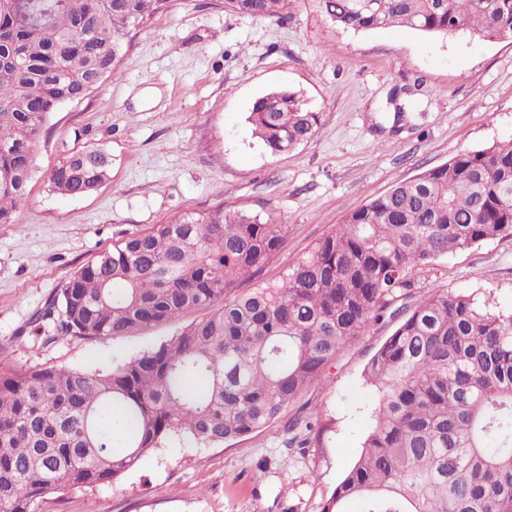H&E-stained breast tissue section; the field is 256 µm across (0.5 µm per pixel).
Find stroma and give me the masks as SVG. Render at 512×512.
Instances as JSON below:
<instances>
[{
  "label": "stroma",
  "mask_w": 512,
  "mask_h": 512,
  "mask_svg": "<svg viewBox=\"0 0 512 512\" xmlns=\"http://www.w3.org/2000/svg\"><path fill=\"white\" fill-rule=\"evenodd\" d=\"M280 86L318 112L320 128L274 156L248 116ZM508 139L511 40L354 33L322 0H290L277 21L227 12L224 0H170L112 77L47 121L19 220L0 224V361L105 369L202 319L193 311L94 340L33 335L30 320L56 289L124 233L218 206L271 216L288 227L264 273L275 279L395 182ZM95 146L112 156L109 180L83 197L52 192L47 170ZM415 278L421 296L445 290L511 313L512 237L450 253ZM393 330L371 325L294 404L323 429L309 447L291 446L308 432L281 419L217 447L160 448L116 484L47 495L39 512H321L360 451L373 406L363 371Z\"/></svg>",
  "instance_id": "35a3bbf8"
}]
</instances>
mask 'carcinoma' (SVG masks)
<instances>
[{
	"label": "carcinoma",
	"mask_w": 512,
	"mask_h": 512,
	"mask_svg": "<svg viewBox=\"0 0 512 512\" xmlns=\"http://www.w3.org/2000/svg\"><path fill=\"white\" fill-rule=\"evenodd\" d=\"M285 0H224L282 17ZM166 0H0V224L17 221L49 116L80 102L127 57ZM354 32L406 28L512 40V0H324ZM249 119L277 155L319 115L277 88ZM110 154L78 151L47 172L55 192L108 181ZM512 237V141L458 153L348 214L276 281L288 225L216 207L128 233L78 268L33 333L130 336L206 315L106 371L0 365V512L50 493L110 485L151 451L209 448L276 421L373 323L395 328L371 357L361 451L322 512H512V313L436 291L414 270Z\"/></svg>",
	"instance_id": "carcinoma-1"
}]
</instances>
